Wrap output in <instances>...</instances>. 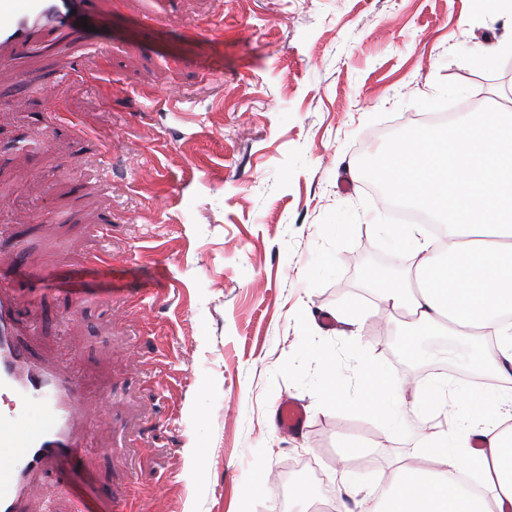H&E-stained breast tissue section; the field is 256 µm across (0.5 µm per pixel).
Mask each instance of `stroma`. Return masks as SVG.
Instances as JSON below:
<instances>
[{"label": "stroma", "instance_id": "1", "mask_svg": "<svg viewBox=\"0 0 512 512\" xmlns=\"http://www.w3.org/2000/svg\"><path fill=\"white\" fill-rule=\"evenodd\" d=\"M95 9L105 24L0 67V282L34 355L79 381L106 449L60 458L26 512H113L117 496L130 512H278L277 473L308 458L336 486L346 439L367 451L339 504L364 512L425 435L357 404L361 360L406 374L357 264L389 247L399 203L360 171L432 106L512 108V55L477 64L512 40V18L477 0ZM90 128L112 145L111 175ZM106 223L108 254L84 262ZM353 300L363 316L324 326ZM326 356L347 394L337 406L318 397ZM286 399L307 410L300 434L275 426Z\"/></svg>", "mask_w": 512, "mask_h": 512}]
</instances>
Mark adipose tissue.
<instances>
[{
  "label": "adipose tissue",
  "instance_id": "obj_1",
  "mask_svg": "<svg viewBox=\"0 0 512 512\" xmlns=\"http://www.w3.org/2000/svg\"><path fill=\"white\" fill-rule=\"evenodd\" d=\"M373 172L448 231L438 247L426 225H396L391 238L412 242L415 263L404 281L377 289L378 299L407 327L468 341L470 362L497 384L452 401L447 381H394L362 363L364 408L378 417L433 419L456 407L420 462H396L367 512H512V112L411 126Z\"/></svg>",
  "mask_w": 512,
  "mask_h": 512
}]
</instances>
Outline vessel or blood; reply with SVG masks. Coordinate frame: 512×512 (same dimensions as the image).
<instances>
[{
    "instance_id": "vessel-or-blood-1",
    "label": "vessel or blood",
    "mask_w": 512,
    "mask_h": 512,
    "mask_svg": "<svg viewBox=\"0 0 512 512\" xmlns=\"http://www.w3.org/2000/svg\"><path fill=\"white\" fill-rule=\"evenodd\" d=\"M93 0H0V65L12 63L15 46L36 34L78 31ZM13 297L0 289V512H18L32 478L53 469L58 456L80 451L89 434L76 378L35 361L14 329ZM36 403L47 413L35 430L16 424L23 406ZM280 432L293 435L307 422L302 404L285 400L276 409Z\"/></svg>"
}]
</instances>
